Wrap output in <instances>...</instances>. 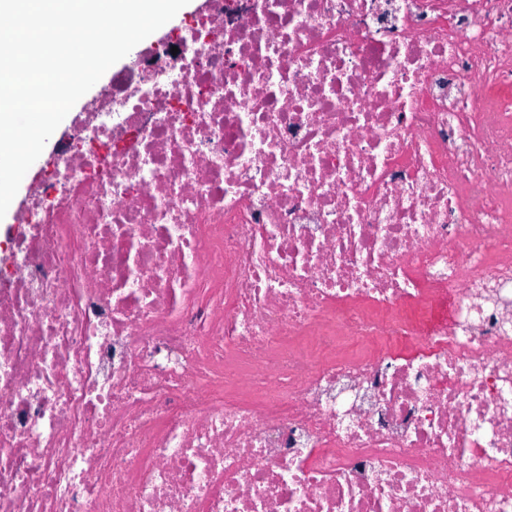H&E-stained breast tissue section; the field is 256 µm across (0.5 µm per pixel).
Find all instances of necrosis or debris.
Here are the masks:
<instances>
[{
  "instance_id": "necrosis-or-debris-1",
  "label": "necrosis or debris",
  "mask_w": 512,
  "mask_h": 512,
  "mask_svg": "<svg viewBox=\"0 0 512 512\" xmlns=\"http://www.w3.org/2000/svg\"><path fill=\"white\" fill-rule=\"evenodd\" d=\"M0 270V512H512V0H205Z\"/></svg>"
}]
</instances>
